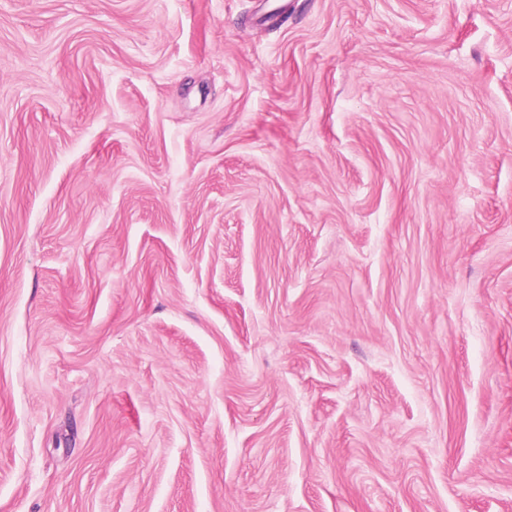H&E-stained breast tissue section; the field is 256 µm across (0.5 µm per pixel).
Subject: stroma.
Listing matches in <instances>:
<instances>
[{
	"label": "stroma",
	"mask_w": 512,
	"mask_h": 512,
	"mask_svg": "<svg viewBox=\"0 0 512 512\" xmlns=\"http://www.w3.org/2000/svg\"><path fill=\"white\" fill-rule=\"evenodd\" d=\"M0 512H512V0H0Z\"/></svg>",
	"instance_id": "35a3bbf8"
}]
</instances>
